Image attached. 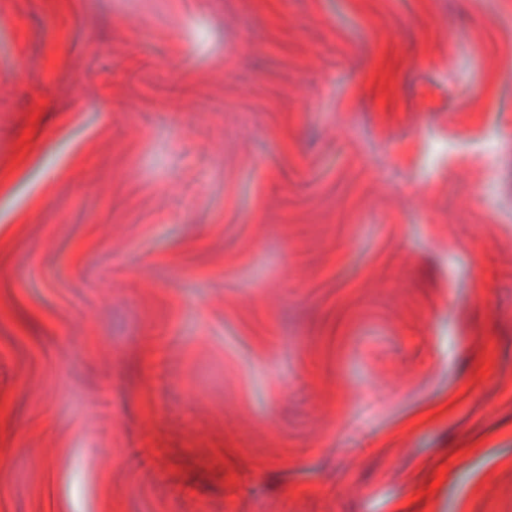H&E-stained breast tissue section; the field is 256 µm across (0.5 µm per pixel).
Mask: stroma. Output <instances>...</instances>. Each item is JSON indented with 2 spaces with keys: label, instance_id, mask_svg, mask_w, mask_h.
Here are the masks:
<instances>
[{
  "label": "stroma",
  "instance_id": "obj_1",
  "mask_svg": "<svg viewBox=\"0 0 512 512\" xmlns=\"http://www.w3.org/2000/svg\"><path fill=\"white\" fill-rule=\"evenodd\" d=\"M15 70L0 512H512V0H0Z\"/></svg>",
  "mask_w": 512,
  "mask_h": 512
}]
</instances>
